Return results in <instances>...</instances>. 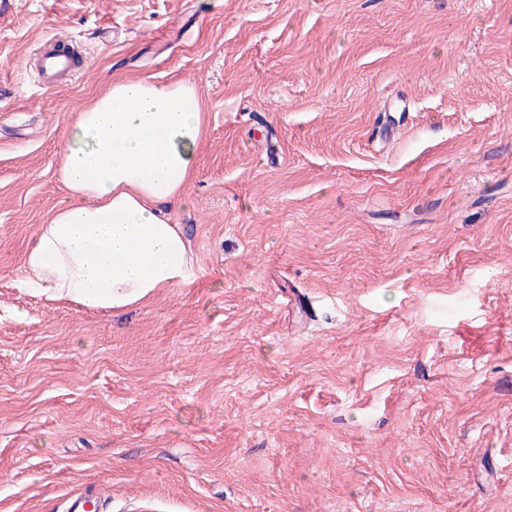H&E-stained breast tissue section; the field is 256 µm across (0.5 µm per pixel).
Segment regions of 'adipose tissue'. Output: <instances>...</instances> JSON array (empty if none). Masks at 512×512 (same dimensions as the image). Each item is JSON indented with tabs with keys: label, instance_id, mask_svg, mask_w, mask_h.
Returning <instances> with one entry per match:
<instances>
[{
	"label": "adipose tissue",
	"instance_id": "adipose-tissue-1",
	"mask_svg": "<svg viewBox=\"0 0 512 512\" xmlns=\"http://www.w3.org/2000/svg\"><path fill=\"white\" fill-rule=\"evenodd\" d=\"M203 111L191 82L112 81L68 125L58 178L68 196L24 253L23 288L56 302L121 312L191 286V245L163 202L195 171Z\"/></svg>",
	"mask_w": 512,
	"mask_h": 512
}]
</instances>
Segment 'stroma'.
I'll return each mask as SVG.
<instances>
[{
    "instance_id": "1",
    "label": "stroma",
    "mask_w": 512,
    "mask_h": 512,
    "mask_svg": "<svg viewBox=\"0 0 512 512\" xmlns=\"http://www.w3.org/2000/svg\"><path fill=\"white\" fill-rule=\"evenodd\" d=\"M144 77L205 112L195 285L27 294L70 119ZM503 458L512 0H0V512H512ZM77 64L62 51H46L41 58L39 67V79L46 84L55 79L59 74L73 71L77 68Z\"/></svg>"
}]
</instances>
